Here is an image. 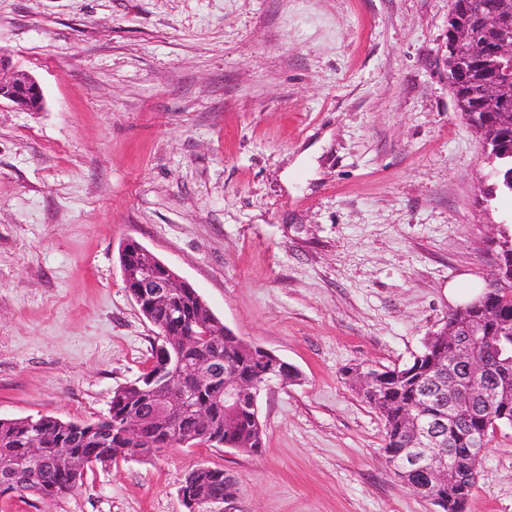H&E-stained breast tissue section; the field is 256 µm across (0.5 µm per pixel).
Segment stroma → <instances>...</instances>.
<instances>
[{"label": "stroma", "instance_id": "stroma-1", "mask_svg": "<svg viewBox=\"0 0 512 512\" xmlns=\"http://www.w3.org/2000/svg\"><path fill=\"white\" fill-rule=\"evenodd\" d=\"M451 0H0V418L94 421L152 365L119 251L141 243L234 335L297 369L262 392L265 445H179L0 512H436L383 451L347 368L410 364L512 234V195L448 84ZM466 512H512V427ZM8 100L16 106L29 111L39 110L43 104V92L40 85L21 74L9 80L0 77V102ZM197 469V468H196ZM194 482L201 484L204 487V496L200 498L201 503H196V510H192L195 507V502L197 501V497L190 496V493L185 490L180 491V496L182 501L186 502L188 505L187 508L189 512H202L203 507L209 503V500L213 499L212 502L224 501V503L231 501L235 497V493H227L224 495V483H229L230 481L224 477V470L220 468H212L209 466L198 468L195 472L190 475ZM224 498V499H217Z\"/></svg>", "mask_w": 512, "mask_h": 512}]
</instances>
